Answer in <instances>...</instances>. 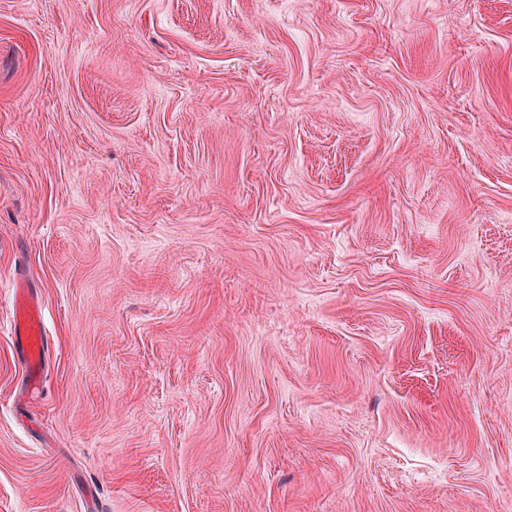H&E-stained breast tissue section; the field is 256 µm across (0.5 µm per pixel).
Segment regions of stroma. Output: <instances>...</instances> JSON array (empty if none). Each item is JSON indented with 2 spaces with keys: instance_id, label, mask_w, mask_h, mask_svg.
Instances as JSON below:
<instances>
[{
  "instance_id": "1",
  "label": "stroma",
  "mask_w": 512,
  "mask_h": 512,
  "mask_svg": "<svg viewBox=\"0 0 512 512\" xmlns=\"http://www.w3.org/2000/svg\"><path fill=\"white\" fill-rule=\"evenodd\" d=\"M0 512H512V0H0ZM22 277L15 280L10 308V328L15 354L21 360L32 388L39 386L44 368L47 336L41 302Z\"/></svg>"
}]
</instances>
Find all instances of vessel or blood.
<instances>
[{"instance_id":"1","label":"vessel or blood","mask_w":512,"mask_h":512,"mask_svg":"<svg viewBox=\"0 0 512 512\" xmlns=\"http://www.w3.org/2000/svg\"><path fill=\"white\" fill-rule=\"evenodd\" d=\"M10 328L15 354L23 364L28 381L31 386H39L47 344L43 308L21 277L16 279L12 290Z\"/></svg>"}]
</instances>
